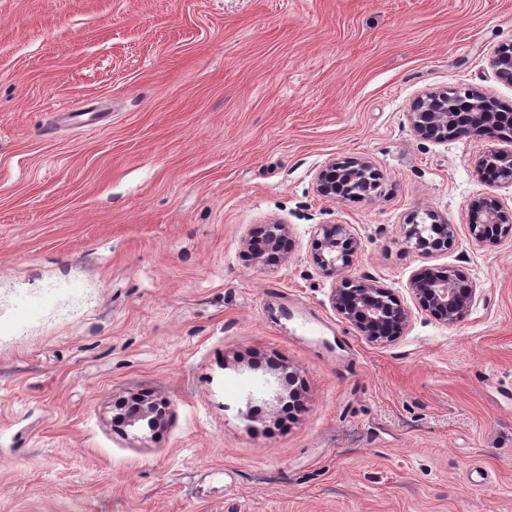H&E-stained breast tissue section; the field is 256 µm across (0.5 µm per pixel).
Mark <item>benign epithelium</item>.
<instances>
[{
  "mask_svg": "<svg viewBox=\"0 0 512 512\" xmlns=\"http://www.w3.org/2000/svg\"><path fill=\"white\" fill-rule=\"evenodd\" d=\"M497 77L512 83V44L498 48L490 59ZM491 97L480 92L446 89L430 92L419 98L410 113L414 132L422 138L446 141L464 136H479L490 140L502 139L500 128L512 121L508 112H490ZM479 170L494 182L512 185V149L488 148L478 158ZM380 177L372 165L363 160L333 162L317 174V191L334 198L345 195L362 199L378 189ZM434 233L425 236L418 227L419 212L408 216L401 225L405 243L424 255L445 252L458 235L454 224L441 221L435 211L425 212ZM468 230L477 239L495 231L512 235V219L503 211L500 201L492 196L481 197L471 203ZM288 225L265 224L249 242L253 262H277L288 253ZM358 248L357 238L344 224H322L317 229L314 264L327 277L335 278L353 263ZM409 288L420 306L435 320L456 324L463 320L475 303L476 288L464 282L458 270L451 267L424 269L414 274ZM331 300L335 310L353 325L360 335L373 345H385L403 335L411 321V311L396 295L373 280L343 278L333 288ZM296 374L282 372L276 377V388L267 404L291 410L300 407L297 390L292 388ZM116 417L129 426L145 420L155 429L164 424L167 404L138 400L132 396L118 405Z\"/></svg>",
  "mask_w": 512,
  "mask_h": 512,
  "instance_id": "benign-epithelium-1",
  "label": "benign epithelium"
}]
</instances>
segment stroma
Listing matches in <instances>:
<instances>
[{
	"mask_svg": "<svg viewBox=\"0 0 512 512\" xmlns=\"http://www.w3.org/2000/svg\"><path fill=\"white\" fill-rule=\"evenodd\" d=\"M510 41L512 0H0V512H512V237L467 227L512 186L408 119L512 106ZM346 158L377 194L317 193ZM426 209L458 229L429 257L400 231ZM273 222L287 259L246 261ZM322 224L411 310L394 342L335 311ZM444 266L476 287L454 325L409 291ZM273 364L301 410L261 400ZM133 393L164 426L116 422ZM490 66L497 77L512 83V44H504L498 48L490 59ZM357 248V238L345 224H322L312 260L325 276L336 278L351 266Z\"/></svg>",
	"mask_w": 512,
	"mask_h": 512,
	"instance_id": "obj_1",
	"label": "stroma"
}]
</instances>
